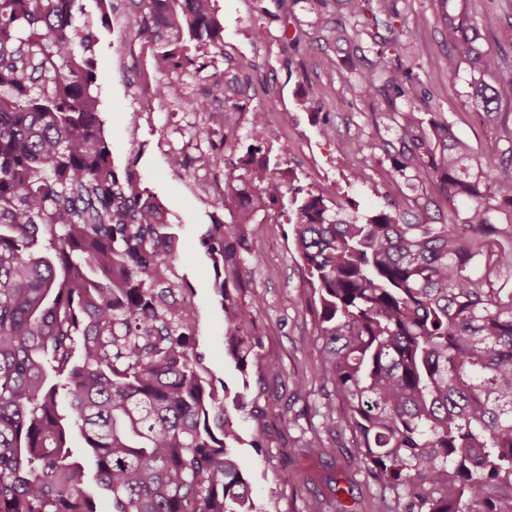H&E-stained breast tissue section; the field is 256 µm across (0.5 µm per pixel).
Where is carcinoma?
<instances>
[{
	"instance_id": "carcinoma-1",
	"label": "carcinoma",
	"mask_w": 512,
	"mask_h": 512,
	"mask_svg": "<svg viewBox=\"0 0 512 512\" xmlns=\"http://www.w3.org/2000/svg\"><path fill=\"white\" fill-rule=\"evenodd\" d=\"M213 0H129L153 44L162 99L172 74H200L221 51ZM348 28L354 85L398 129L393 174L429 189L348 221L295 183L282 159L224 162L241 174L210 200L230 220L201 243L224 303V347L240 368L254 353L230 288L249 284V225L295 206L293 235L318 293L324 346L317 375L333 385L355 457L403 512H512V60L481 49L474 15H451L448 76L469 66L473 104L505 145L476 159L452 126L414 112L430 94L403 51L401 0H305ZM93 27L81 0H0V512H102L67 445L77 433L112 512H256L232 453L230 410L189 345L192 305L164 275L177 256L164 212L114 166L94 95ZM193 46L189 56L180 51ZM236 136L234 110L211 115ZM448 222L431 224V209Z\"/></svg>"
}]
</instances>
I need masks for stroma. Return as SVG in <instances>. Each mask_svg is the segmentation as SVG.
<instances>
[{"label":"stroma","mask_w":512,"mask_h":512,"mask_svg":"<svg viewBox=\"0 0 512 512\" xmlns=\"http://www.w3.org/2000/svg\"><path fill=\"white\" fill-rule=\"evenodd\" d=\"M83 3L97 35L94 90L114 163L119 171L136 175L163 205L168 230L181 247L170 278L187 286L196 311L190 343L202 354L215 384L226 385L232 393L248 390L265 411L259 421L241 412L232 415L239 434L234 448L258 512H336L340 504L351 512H381L379 487L353 463L349 429L340 427L332 434L326 430L325 406L334 394L313 376L323 340L289 214L275 213L270 223L251 227V248L259 261L248 287L235 290L234 296L247 330L258 340L259 357L276 368L250 366L242 372L224 352V307L214 288L213 263L200 243L208 225L229 212L214 209L192 179L205 173L201 156L223 136L209 122V112L232 106L240 114L234 153H244L252 126L263 125V154L273 157L287 150V167L302 185L346 201L344 218H362L387 206L376 187L418 195L408 183L392 178V160L377 147L382 140L396 139V130L376 122L363 108L346 70L344 43L317 42L321 21L308 11L305 0H214L223 54L211 58L204 74L183 72V98L159 102L148 117L129 89L146 77L159 82L160 76L153 71L150 48L129 19L126 0H108L102 9L96 0ZM438 4L408 2L411 13L427 19L419 38L407 45L431 90L419 110L439 113L481 154L495 146L499 130L472 105L469 72L462 69L452 76L445 68L448 32ZM256 21L266 28L264 38L252 35ZM243 59L259 64L273 82L272 91L253 83L230 102L211 100L209 112L195 110L194 101L209 98L214 81L246 79L238 67ZM274 104L293 114L291 127L272 123L268 111ZM326 126L332 129L327 137L322 134ZM172 152L189 159L187 172L169 166ZM358 169L363 172L359 180L354 177ZM257 437L263 444L259 450L252 446ZM318 440L334 442L335 453L311 454L309 448ZM339 474L347 481L336 495L330 487Z\"/></svg>","instance_id":"obj_1"}]
</instances>
